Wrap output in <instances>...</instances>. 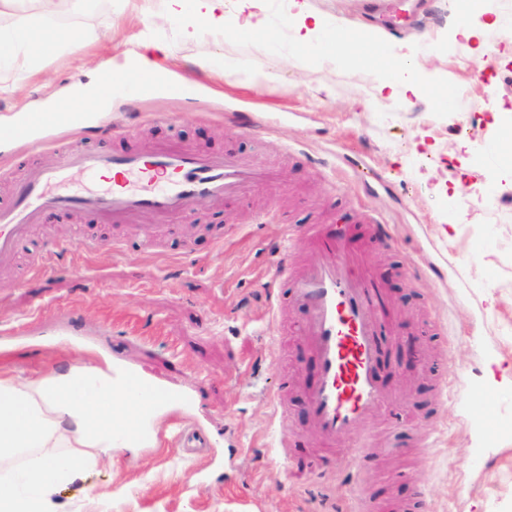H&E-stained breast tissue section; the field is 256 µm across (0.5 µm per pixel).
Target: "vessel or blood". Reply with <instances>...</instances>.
Masks as SVG:
<instances>
[{
    "instance_id": "obj_1",
    "label": "vessel or blood",
    "mask_w": 512,
    "mask_h": 512,
    "mask_svg": "<svg viewBox=\"0 0 512 512\" xmlns=\"http://www.w3.org/2000/svg\"><path fill=\"white\" fill-rule=\"evenodd\" d=\"M127 84L138 95L166 89L182 94L180 85H161L153 70L135 67ZM98 178L108 174L112 185L96 193L70 184L72 175ZM10 177L9 169L0 170ZM12 201L0 205V270L12 268L17 246L34 224L50 211L94 212L109 224L126 225L145 248L157 245L164 221L192 211L198 199L220 204L271 188L278 171L231 154L190 150L174 142L155 144L136 152L117 153L101 148L61 149L57 159L11 179ZM154 223H143L145 215ZM313 257L301 266L277 268L273 284H286L294 302L305 308L302 348L312 357L317 380L309 390L308 416L328 454L315 460L316 468L336 464V450L346 449L360 422L386 413L390 393L380 372L393 331L379 300L376 282L361 272L342 240L324 237L317 225H308ZM127 391L158 400L188 402L192 395L167 389L139 372L122 367ZM444 385L480 414L494 413L492 394L472 391L458 376L449 374Z\"/></svg>"
}]
</instances>
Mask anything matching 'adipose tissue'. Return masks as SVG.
<instances>
[{"label": "adipose tissue", "instance_id": "obj_1", "mask_svg": "<svg viewBox=\"0 0 512 512\" xmlns=\"http://www.w3.org/2000/svg\"><path fill=\"white\" fill-rule=\"evenodd\" d=\"M35 21L6 31L0 44L35 57L36 30L57 13V0H37ZM160 19L184 22L186 29L223 32L231 18L254 7L256 0H160ZM289 42L293 48L315 46L327 37L319 59L335 62L333 42H347L342 22L314 11L310 0H290ZM168 404L128 396L120 373L111 368L75 366L69 372L33 382L0 376V512H61L59 489L93 465L91 450L104 453L130 448L135 435L155 426ZM28 453L25 466L6 459Z\"/></svg>", "mask_w": 512, "mask_h": 512}]
</instances>
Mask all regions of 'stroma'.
<instances>
[{
  "instance_id": "1",
  "label": "stroma",
  "mask_w": 512,
  "mask_h": 512,
  "mask_svg": "<svg viewBox=\"0 0 512 512\" xmlns=\"http://www.w3.org/2000/svg\"><path fill=\"white\" fill-rule=\"evenodd\" d=\"M418 29L387 37L388 55L359 45L339 65L295 54L275 0H260L264 31L207 32L184 38L143 0H63L50 27L69 46L0 69L16 88L0 117L23 116L48 96L135 65L138 45L162 40L178 98H146L134 133L110 138L102 127L123 120L124 91L107 97L85 123L43 130L30 144L0 152V167L21 176L51 150L42 138L64 136L89 148L135 151L159 140L189 149L232 152L279 165L270 192L245 203L202 202L165 226L160 246L143 249L92 215L43 216L0 274V374L32 381L73 366L118 362L195 395L157 424L155 445L116 448L57 498L69 512H347L355 499L377 512H512V383L490 377L512 364V179L502 178L512 136L492 113L512 119V41L499 38L512 0H413ZM483 31V66L463 53L456 23ZM416 55L424 90L397 104L359 105L377 72ZM270 73L252 85L248 72ZM336 89L335 99L320 93ZM464 90L472 110L442 109L437 98ZM249 109L261 124L227 132L225 112ZM298 149L285 158L286 146ZM369 168L367 182L355 175ZM383 217L390 234L375 242L364 211ZM320 225L343 234L383 293L384 312L402 337H421L412 369L392 364L388 419L363 424L354 448H378L355 488L335 475L291 472L293 457L315 458L322 444L307 417L309 370L302 351L304 313L281 293L284 323L264 318V284L277 268L310 258L289 230ZM122 248H114L115 240ZM49 262L33 272L35 260ZM477 390L495 394L494 435L480 415L437 384L448 368ZM283 391L292 432L280 447L270 395Z\"/></svg>"
}]
</instances>
